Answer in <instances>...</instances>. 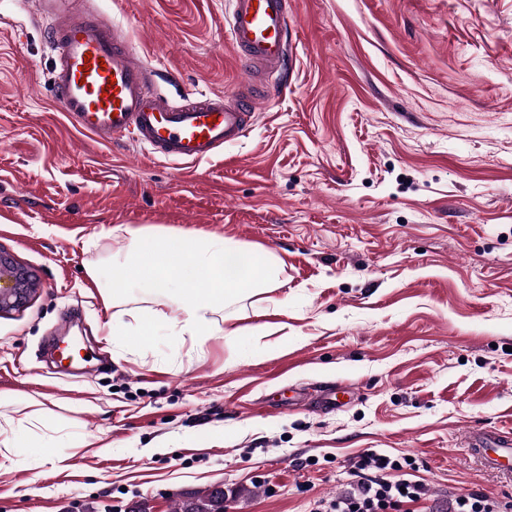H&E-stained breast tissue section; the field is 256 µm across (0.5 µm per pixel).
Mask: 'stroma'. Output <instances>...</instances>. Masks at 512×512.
<instances>
[{
    "label": "stroma",
    "instance_id": "stroma-1",
    "mask_svg": "<svg viewBox=\"0 0 512 512\" xmlns=\"http://www.w3.org/2000/svg\"><path fill=\"white\" fill-rule=\"evenodd\" d=\"M92 4L171 99L251 86L230 0ZM290 25L288 88L185 167L74 129L51 103L45 21L0 0V248L39 278L0 316V414L46 417L0 463V512H156L208 488L225 512H310L369 451L415 460L422 512L512 496L468 448L512 431V0H292ZM115 224L272 253L288 303L228 306L231 343L193 353L162 331L125 349L102 297L125 287ZM72 310L111 368L42 356ZM324 383L352 387L336 410L298 402Z\"/></svg>",
    "mask_w": 512,
    "mask_h": 512
}]
</instances>
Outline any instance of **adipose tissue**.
Wrapping results in <instances>:
<instances>
[{
  "label": "adipose tissue",
  "mask_w": 512,
  "mask_h": 512,
  "mask_svg": "<svg viewBox=\"0 0 512 512\" xmlns=\"http://www.w3.org/2000/svg\"><path fill=\"white\" fill-rule=\"evenodd\" d=\"M110 233L126 242L123 252L113 254V268L126 286L142 289L155 299L149 314L136 318L134 324L112 323L109 334L113 337L131 334L137 344L146 345L165 329L199 349L215 331H223L228 339L239 334L231 326L219 328L217 312L280 286V263L275 256L221 235L162 234L127 224L113 225Z\"/></svg>",
  "instance_id": "ef3b65f1"
}]
</instances>
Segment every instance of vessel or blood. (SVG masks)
Returning a JSON list of instances; mask_svg holds the SVG:
<instances>
[{
  "mask_svg": "<svg viewBox=\"0 0 512 512\" xmlns=\"http://www.w3.org/2000/svg\"><path fill=\"white\" fill-rule=\"evenodd\" d=\"M37 4L56 52L51 86L58 111L101 143L124 139L176 165L209 160L242 138L258 97L281 91V75L293 66L290 0H234L230 44L247 66L266 69L257 93L187 95L177 102L158 90L154 71L121 25L78 11L73 0ZM469 440L482 468H512L511 434L474 432Z\"/></svg>",
  "mask_w": 512,
  "mask_h": 512,
  "instance_id": "b4317fda",
  "label": "vessel or blood"
}]
</instances>
